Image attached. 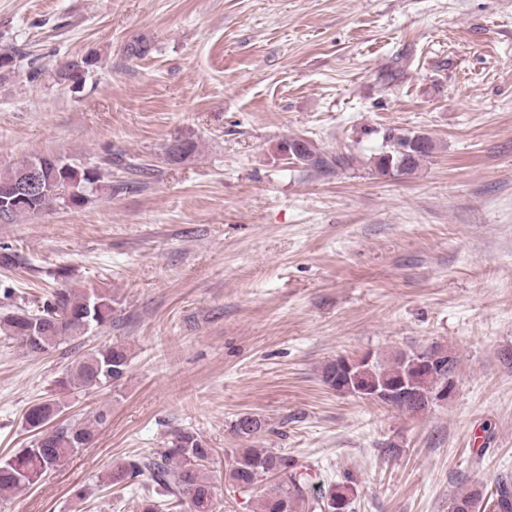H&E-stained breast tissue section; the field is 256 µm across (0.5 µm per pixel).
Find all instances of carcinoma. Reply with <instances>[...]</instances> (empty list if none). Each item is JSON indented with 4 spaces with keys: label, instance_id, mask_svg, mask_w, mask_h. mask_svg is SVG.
Segmentation results:
<instances>
[{
    "label": "carcinoma",
    "instance_id": "carcinoma-1",
    "mask_svg": "<svg viewBox=\"0 0 512 512\" xmlns=\"http://www.w3.org/2000/svg\"><path fill=\"white\" fill-rule=\"evenodd\" d=\"M95 65L93 55L72 59L57 69L56 80L61 85L76 87ZM387 147L376 161V168L383 174L393 169L412 172L434 150L432 140L417 131L389 133ZM194 150V143L183 141L169 147L168 157L179 163ZM285 150L292 153L295 164L316 171L330 169L340 162L338 158L327 157L302 137L286 141ZM34 160L44 169L40 194L29 202L21 201L1 209L0 224H13L22 217H35L57 209L83 208L102 187L103 172L96 166L77 165L48 154L38 155ZM15 296V288L0 280V298L10 306V310L0 316V335L36 356L50 352L67 340L81 338L93 327L112 322V315L117 312V300L106 292L90 294L71 288L55 289L34 304L24 306L13 302ZM412 356V352L399 353L388 363L371 359L362 364L352 387L382 388L404 382L417 389L419 396L417 404L402 407L400 411L425 412L429 409V396L454 378L458 360L441 346L421 352V358L444 370L443 375L432 377L414 366ZM128 368L129 357L123 345L103 344L79 357L56 384L62 391L117 385ZM59 411L60 404L55 400L35 403L27 409L23 419L34 437L26 447L0 459L1 497L38 484L47 472L92 443L108 420L107 413L100 411L89 422L48 428ZM264 426L260 416L245 414L236 419L233 431L239 438L249 440ZM212 455L213 449L206 447L199 435L179 430L158 458L133 456L113 466L109 484L128 488L141 484L146 477L155 493L176 504L181 512H215L214 485L206 473V463ZM225 479L233 492L246 495L255 503L256 512H336V502L349 501L354 495L350 483L338 484L326 495L310 494V474L304 464L273 448L234 449L226 463ZM448 512H512V475L502 473L495 478L494 491L486 502L478 490L455 493L448 502Z\"/></svg>",
    "mask_w": 512,
    "mask_h": 512
}]
</instances>
